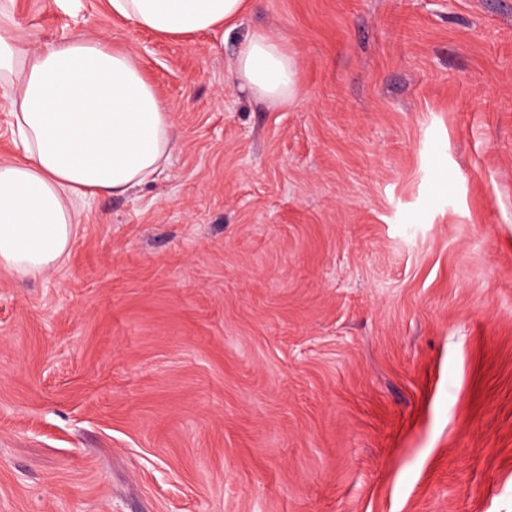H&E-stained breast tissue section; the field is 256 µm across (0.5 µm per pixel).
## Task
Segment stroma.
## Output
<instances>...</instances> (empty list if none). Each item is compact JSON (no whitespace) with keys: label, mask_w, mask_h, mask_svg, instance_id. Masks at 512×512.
<instances>
[{"label":"stroma","mask_w":512,"mask_h":512,"mask_svg":"<svg viewBox=\"0 0 512 512\" xmlns=\"http://www.w3.org/2000/svg\"><path fill=\"white\" fill-rule=\"evenodd\" d=\"M12 14L129 52L179 139L62 266L0 269V512H512V0ZM259 31L292 104L233 79ZM112 11L139 28L186 38L233 24L251 0H109Z\"/></svg>","instance_id":"stroma-1"}]
</instances>
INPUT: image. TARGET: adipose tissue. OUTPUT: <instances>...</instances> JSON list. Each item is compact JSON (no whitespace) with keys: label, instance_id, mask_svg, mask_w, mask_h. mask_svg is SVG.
<instances>
[{"label":"adipose tissue","instance_id":"1","mask_svg":"<svg viewBox=\"0 0 512 512\" xmlns=\"http://www.w3.org/2000/svg\"><path fill=\"white\" fill-rule=\"evenodd\" d=\"M155 34L186 38L233 24L250 0H110ZM0 4V91L11 97L19 158L0 162V269L22 277L60 265L79 229L75 199L126 194L164 172L177 137L170 109L134 57L100 37L31 47ZM233 77L271 106L300 94L297 62L252 35Z\"/></svg>","mask_w":512,"mask_h":512}]
</instances>
